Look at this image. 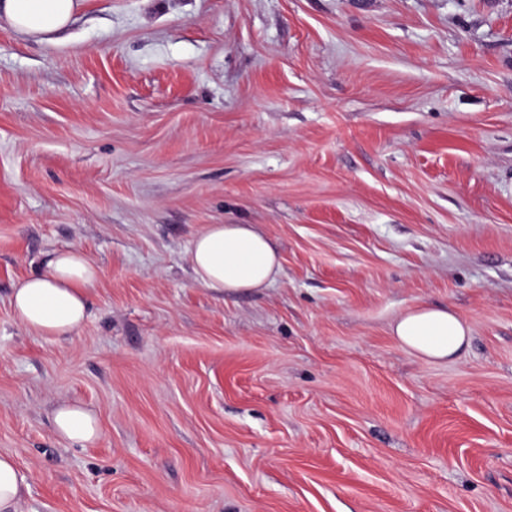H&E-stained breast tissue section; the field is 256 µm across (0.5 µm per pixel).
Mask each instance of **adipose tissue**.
Returning <instances> with one entry per match:
<instances>
[{
	"instance_id": "obj_1",
	"label": "adipose tissue",
	"mask_w": 512,
	"mask_h": 512,
	"mask_svg": "<svg viewBox=\"0 0 512 512\" xmlns=\"http://www.w3.org/2000/svg\"><path fill=\"white\" fill-rule=\"evenodd\" d=\"M75 7V0H0V13L27 35L64 27ZM188 258L197 280L223 294L267 287L281 269L278 252L254 224L208 225L194 239ZM100 275L81 250L47 254L41 270L12 291L17 322L46 338L76 333L89 315L88 298ZM393 334L403 349L433 362L456 358L470 342L468 325L454 312L425 303L402 313ZM53 422L60 437L82 445L101 435L96 413L78 404H61ZM28 490L27 476L14 456L0 454V512H17Z\"/></svg>"
}]
</instances>
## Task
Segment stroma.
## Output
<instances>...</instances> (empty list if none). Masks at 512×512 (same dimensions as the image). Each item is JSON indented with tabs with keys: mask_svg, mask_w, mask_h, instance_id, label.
Wrapping results in <instances>:
<instances>
[{
	"mask_svg": "<svg viewBox=\"0 0 512 512\" xmlns=\"http://www.w3.org/2000/svg\"><path fill=\"white\" fill-rule=\"evenodd\" d=\"M210 224L258 225L276 280L200 284ZM67 247L102 276L48 339L10 296ZM421 302L457 358L394 339ZM0 453L19 512H512V0L1 17ZM393 334L399 345L433 362L456 358L470 342V329L448 308L417 304L400 315ZM53 422L60 437L81 445L93 443L101 435L96 413L82 405L62 403L54 413ZM29 491L27 475L11 454H0V511L19 512L17 506Z\"/></svg>",
	"mask_w": 512,
	"mask_h": 512,
	"instance_id": "stroma-1",
	"label": "stroma"
}]
</instances>
